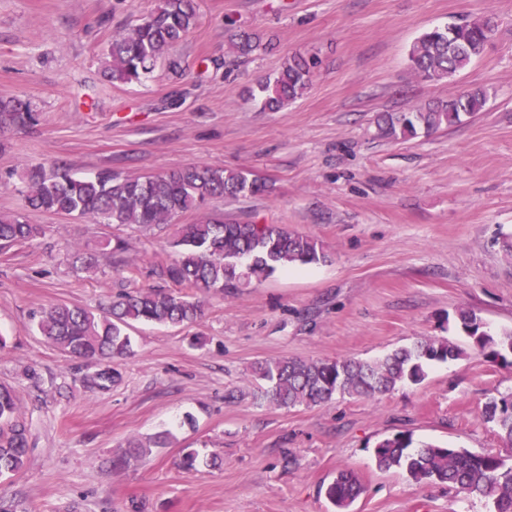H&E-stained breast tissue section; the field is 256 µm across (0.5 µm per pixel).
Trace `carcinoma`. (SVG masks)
Here are the masks:
<instances>
[{"label":"carcinoma","mask_w":512,"mask_h":512,"mask_svg":"<svg viewBox=\"0 0 512 512\" xmlns=\"http://www.w3.org/2000/svg\"><path fill=\"white\" fill-rule=\"evenodd\" d=\"M194 0H159L157 8L133 27L112 37L106 76L111 82L138 83L173 43L194 27ZM493 16L434 27L424 32L409 54L412 69L433 81L452 78L482 55L494 30ZM316 61L294 56L274 77L259 85L262 107L278 111L309 89ZM487 90L477 86L447 101L428 103L407 112L388 115L378 123L379 135L405 139L453 127L484 109ZM36 122L29 103L0 100V128L24 129ZM27 207L47 213L86 217L95 224L166 226L180 215L205 208L217 198H238L263 191L264 183L242 171L192 164L169 173L120 178L110 169L77 177L65 166L31 165L23 169ZM38 224L27 223L17 212H0V250L24 244L42 235ZM100 249L117 265L132 270L121 254L125 242L103 239ZM172 247L177 257L162 267L176 290L148 288L122 293L108 311L95 313L80 306L56 304L38 312L37 329L64 354L88 363L83 377L91 391L108 390L119 379L112 360L132 354L127 330L135 323L188 325L202 315L200 297L236 290L261 282L279 268L324 262L327 255L315 239L280 224L226 222L209 213L178 226ZM462 331L472 339L476 354L512 366V330L494 337L484 330L471 309L457 312ZM465 351L446 339L422 338L408 347L373 360L354 358L298 360L279 358L258 363L256 377L271 383L266 398L279 407L315 406L336 395L372 398L405 382L424 380L433 362H446ZM14 389L0 384V475L14 474L28 453L27 423L20 417ZM482 418L494 424L503 445L512 452V393L489 398ZM164 445V437L131 439L124 453L112 459L123 469ZM381 471L399 470L413 484H446L465 497L491 503L492 512H512V464L500 453H475L464 448L426 443L414 446L412 435L396 434L380 440L374 449ZM363 490L350 470L340 471L325 495L335 512H348Z\"/></svg>","instance_id":"cac0c4a2"}]
</instances>
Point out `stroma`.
<instances>
[{
	"instance_id": "1",
	"label": "stroma",
	"mask_w": 512,
	"mask_h": 512,
	"mask_svg": "<svg viewBox=\"0 0 512 512\" xmlns=\"http://www.w3.org/2000/svg\"><path fill=\"white\" fill-rule=\"evenodd\" d=\"M197 3L195 27L127 85L103 77L106 54L157 0H0V100L24 99L37 115L0 129V211L44 228L0 251V383L16 390L30 425L25 466L0 476V499L20 512H333L326 486L349 468L365 487L352 512H490L487 500L380 471L372 454L401 432L418 445L503 448L481 411L512 392V366L472 353L454 316L467 308L490 334L512 330V253L502 246L512 238V0ZM488 14L490 43L467 69L438 82L415 73L409 52L421 34ZM242 32L268 47L235 57ZM293 55L319 61L310 90L263 109L259 84ZM475 86L489 100L461 124L378 137L379 115ZM53 161L128 178L194 163L251 173L265 193L212 201L209 212L286 225L330 259L205 296L191 327L135 325L134 355L113 363L120 381L88 391L85 364L40 336L33 312H97L119 293L162 285L174 228L27 208L23 168ZM111 235L127 240L136 278L105 255L95 272L73 267V247L91 252ZM420 336L467 354L373 399L278 408L251 376L262 360H369ZM159 433L166 447L113 469L128 439ZM188 448L216 465L183 470Z\"/></svg>"
}]
</instances>
